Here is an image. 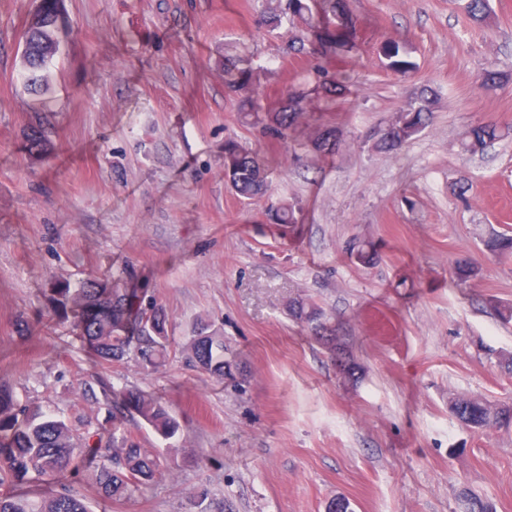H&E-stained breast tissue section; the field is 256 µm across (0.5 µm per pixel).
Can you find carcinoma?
Listing matches in <instances>:
<instances>
[{
  "instance_id": "1",
  "label": "carcinoma",
  "mask_w": 512,
  "mask_h": 512,
  "mask_svg": "<svg viewBox=\"0 0 512 512\" xmlns=\"http://www.w3.org/2000/svg\"><path fill=\"white\" fill-rule=\"evenodd\" d=\"M343 0H277L279 13L272 17L273 25L282 17L307 21L305 30L292 36L288 49L319 57L325 52L344 53L354 48L348 37L353 18L341 5ZM467 13L476 21L487 18L488 0H468ZM54 0H46L43 18L33 24L28 34L32 52L21 54L22 79L28 93L41 95L47 89L46 72L51 59L59 53V44L51 27L55 24ZM314 88L337 91L343 80L317 64L310 70ZM252 66H224V85L229 89L249 90L254 86ZM430 98L420 96L409 108L399 113L380 138V145L396 150L411 140L429 123L432 111ZM254 124L261 126L278 140L286 143L305 113L304 98L290 92L283 95L274 112H263L259 96H251ZM498 137L497 128L478 123L466 132L463 147L476 152ZM309 147L325 156L339 152L340 140L335 129L322 127ZM224 175L232 187L245 198L265 193L267 170L262 160L235 142L224 151ZM485 246L493 255H512V227L494 233ZM80 307V331L93 343L99 357L108 363L134 356L148 368H154L168 354L167 318L163 309L134 280L120 275L113 288H81L75 293ZM291 316L307 324L316 342L332 357L340 360V374L349 381L358 380L357 365L346 356L345 341L336 326L321 309L295 298L289 304ZM188 353L193 366L222 380L227 365L224 359V337L201 327V333L189 341ZM103 396L112 400V447L98 448L92 455L98 458L97 485L103 497L123 501L140 495L151 486L158 470V457L142 446L125 427L124 393L103 389ZM131 403L141 419L163 440L175 438L180 432L179 421L158 397L145 392L131 395ZM449 408L465 427L482 431L512 426V405L491 404L474 395L449 400ZM7 433V444L0 448V482L17 475L33 474L38 480H49L77 458L73 431L65 421L39 408L22 410V417L13 416L0 423ZM0 512H90L88 501L81 495L64 490L55 496L32 500L24 495H0Z\"/></svg>"
}]
</instances>
